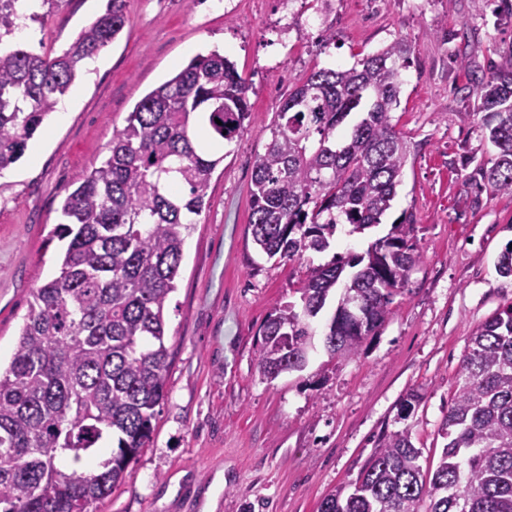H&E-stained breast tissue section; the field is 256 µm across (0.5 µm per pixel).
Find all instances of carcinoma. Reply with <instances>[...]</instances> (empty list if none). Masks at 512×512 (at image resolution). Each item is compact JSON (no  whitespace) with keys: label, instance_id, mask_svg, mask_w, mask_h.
<instances>
[{"label":"carcinoma","instance_id":"cac0c4a2","mask_svg":"<svg viewBox=\"0 0 512 512\" xmlns=\"http://www.w3.org/2000/svg\"><path fill=\"white\" fill-rule=\"evenodd\" d=\"M0 0V41L37 20ZM127 21L125 0L59 55L0 50V172L16 164L86 61ZM410 49L394 40L346 68L313 69L282 104L254 167L250 227L256 249L291 261L327 250L342 227L380 223L402 181L409 146L400 106ZM249 86L217 50L198 54L146 94L109 156L65 189L53 237L66 242L57 276L36 288L13 356L0 371V512H90L112 494L153 434L167 397L165 309L176 289L192 216L207 203L217 150L250 115ZM481 134L495 149L477 172L512 194V70L476 78ZM409 214L363 255L309 269L300 304L277 305L261 330L269 376L301 370L311 319L344 293L324 336L351 356L392 314L420 260ZM437 462L408 430L381 436L356 481L319 512H512V304L469 336Z\"/></svg>","mask_w":512,"mask_h":512}]
</instances>
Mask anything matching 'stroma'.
I'll return each instance as SVG.
<instances>
[{"instance_id":"35a3bbf8","label":"stroma","mask_w":512,"mask_h":512,"mask_svg":"<svg viewBox=\"0 0 512 512\" xmlns=\"http://www.w3.org/2000/svg\"><path fill=\"white\" fill-rule=\"evenodd\" d=\"M106 0H57L15 44L53 57ZM317 0H126L127 22L88 62L0 172V361L9 362L33 288L56 276L67 187L107 154L135 105L192 57L222 50L249 85L244 132L224 146L188 237L166 308L167 399L131 474L93 512H318L357 479L383 433L409 429L436 456L475 326L512 304L497 257L512 240V195L477 187L496 150L467 88L491 64L512 66V0H331L325 29L305 26ZM395 39L410 47L393 119L411 154L391 208L365 234L293 261L260 255L248 230L252 175L289 93L315 68L351 66ZM421 252L392 313L359 352L316 346L306 367L270 380L259 330L296 301L309 266L364 252L403 214ZM421 397L400 419L410 393Z\"/></svg>"}]
</instances>
